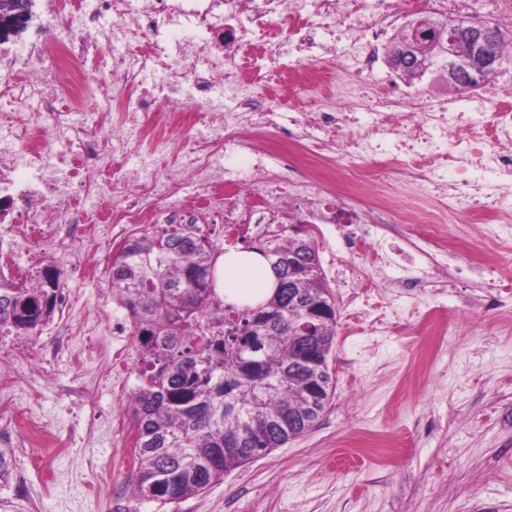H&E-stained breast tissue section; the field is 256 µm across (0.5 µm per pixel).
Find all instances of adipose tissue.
<instances>
[{
    "label": "adipose tissue",
    "mask_w": 512,
    "mask_h": 512,
    "mask_svg": "<svg viewBox=\"0 0 512 512\" xmlns=\"http://www.w3.org/2000/svg\"><path fill=\"white\" fill-rule=\"evenodd\" d=\"M214 276L219 296L239 305L264 301L275 283L272 268L262 256L236 249L219 254Z\"/></svg>",
    "instance_id": "1"
}]
</instances>
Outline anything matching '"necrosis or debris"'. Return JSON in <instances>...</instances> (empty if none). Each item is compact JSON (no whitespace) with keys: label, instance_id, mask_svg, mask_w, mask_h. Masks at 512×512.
I'll use <instances>...</instances> for the list:
<instances>
[{"label":"necrosis or debris","instance_id":"4bbe7bcc","mask_svg":"<svg viewBox=\"0 0 512 512\" xmlns=\"http://www.w3.org/2000/svg\"><path fill=\"white\" fill-rule=\"evenodd\" d=\"M47 0L26 56L0 51V224L16 251L70 261L77 238L106 225L111 238L145 224L224 225L233 246L274 222L342 227L343 253L383 258L384 224H421L436 249L448 225L490 224L512 239V41L506 64L474 94L432 100L417 82L382 75L381 50L401 39L411 11L472 15L478 0ZM332 15L327 36L303 12ZM186 34L164 84L152 38ZM112 89L94 126L78 118L104 59ZM289 59L298 89H259L262 70ZM206 111L208 125L196 116ZM343 147V159L327 155ZM171 151L165 174L154 155ZM452 171L438 174V166ZM201 189L184 196L187 181ZM407 183L426 207L395 210Z\"/></svg>","mask_w":512,"mask_h":512}]
</instances>
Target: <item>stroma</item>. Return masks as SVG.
I'll use <instances>...</instances> for the list:
<instances>
[{
    "label": "stroma",
    "mask_w": 512,
    "mask_h": 512,
    "mask_svg": "<svg viewBox=\"0 0 512 512\" xmlns=\"http://www.w3.org/2000/svg\"><path fill=\"white\" fill-rule=\"evenodd\" d=\"M482 230L449 239L433 286L380 280L337 300L336 391L315 425L170 504L135 503L128 484L140 363L132 334L112 333L126 312L110 263L60 268L65 306L23 337L38 355L0 390V512H512V288H490L512 251L476 271ZM431 310L440 320L416 332Z\"/></svg>",
    "instance_id": "35a3bbf8"
}]
</instances>
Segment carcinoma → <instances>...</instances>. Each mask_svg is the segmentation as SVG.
<instances>
[{
    "label": "carcinoma",
    "instance_id": "cac0c4a2",
    "mask_svg": "<svg viewBox=\"0 0 512 512\" xmlns=\"http://www.w3.org/2000/svg\"><path fill=\"white\" fill-rule=\"evenodd\" d=\"M447 34L413 26L402 40L421 54L396 70L414 76L420 57L441 59ZM250 250L298 275V301L277 285L256 307L224 302L214 288L220 251L204 229L167 224L135 232L112 257V297L131 322L140 354L133 393L134 467L138 501L175 503L203 492L228 470L269 452L314 425L330 404L335 384L328 357L336 338V305L314 268L311 238L277 236ZM59 275L47 268L37 283L20 287L0 274V327L26 336L55 311ZM238 452H218L224 443Z\"/></svg>",
    "mask_w": 512,
    "mask_h": 512
}]
</instances>
